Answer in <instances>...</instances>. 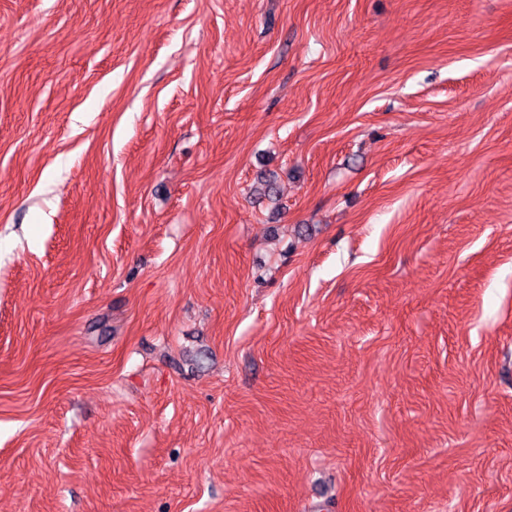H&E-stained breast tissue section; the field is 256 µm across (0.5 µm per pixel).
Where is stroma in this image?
Listing matches in <instances>:
<instances>
[{
	"label": "stroma",
	"mask_w": 512,
	"mask_h": 512,
	"mask_svg": "<svg viewBox=\"0 0 512 512\" xmlns=\"http://www.w3.org/2000/svg\"><path fill=\"white\" fill-rule=\"evenodd\" d=\"M0 512H512V0H0Z\"/></svg>",
	"instance_id": "1"
}]
</instances>
